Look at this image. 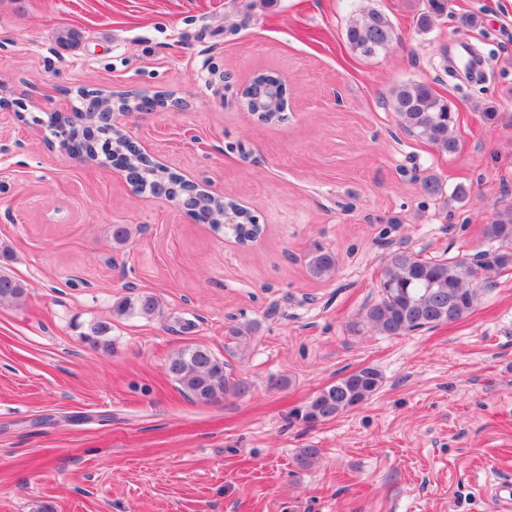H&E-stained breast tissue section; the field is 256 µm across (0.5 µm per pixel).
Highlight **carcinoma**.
I'll return each instance as SVG.
<instances>
[{
  "instance_id": "carcinoma-1",
  "label": "carcinoma",
  "mask_w": 512,
  "mask_h": 512,
  "mask_svg": "<svg viewBox=\"0 0 512 512\" xmlns=\"http://www.w3.org/2000/svg\"><path fill=\"white\" fill-rule=\"evenodd\" d=\"M447 5L448 0H430V9L417 14L415 18L416 29L430 31ZM395 39L397 36L392 23L374 9L362 12L346 30L350 47L367 57L387 50ZM251 84L276 87L278 106H287L286 87L281 77L260 74ZM388 105L398 113L409 133L442 153H456L458 142L453 136L456 113L428 83L409 82L394 87ZM116 162L137 170L136 182L143 190L153 192L156 184L162 181L169 184L174 192L180 190L178 176L174 174L142 169L139 161L132 156L120 155ZM258 230L255 217L247 214L237 225L235 235L251 242ZM486 237L494 242H512V218L488 225ZM308 265L314 277L329 278L336 270V256L332 251L318 246L310 254ZM510 267L512 250L509 249L497 248L491 259L481 263L465 257L421 258L406 250H392L384 257L378 298L364 306L359 314L360 323L388 337L455 323L472 310L478 299L477 279L480 272ZM26 295L27 288L21 280L0 272V303L18 302ZM158 310L157 298L149 293L120 300L113 306V312L124 317H152ZM106 332V325L93 323L83 336L92 347L106 350L109 348L108 341L104 339ZM167 372L180 391L197 403L239 396L247 390L244 381L232 378L231 373L227 372L224 359L202 345L187 346L170 356ZM382 381L381 373L373 367L350 372L317 391L305 405L293 411L292 418L307 426L331 421L374 395Z\"/></svg>"
}]
</instances>
